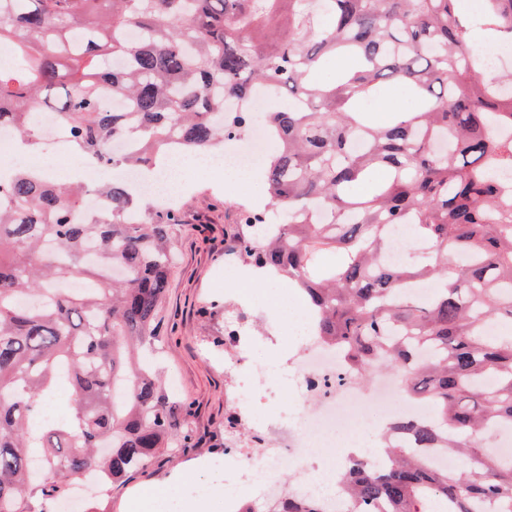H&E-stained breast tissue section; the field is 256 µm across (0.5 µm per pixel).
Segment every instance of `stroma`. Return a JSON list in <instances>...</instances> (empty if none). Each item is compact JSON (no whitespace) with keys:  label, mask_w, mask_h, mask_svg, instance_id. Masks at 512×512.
Wrapping results in <instances>:
<instances>
[{"label":"stroma","mask_w":512,"mask_h":512,"mask_svg":"<svg viewBox=\"0 0 512 512\" xmlns=\"http://www.w3.org/2000/svg\"><path fill=\"white\" fill-rule=\"evenodd\" d=\"M179 221L170 225L175 248L168 288L160 309L163 340L159 367L175 377L182 439L107 493L91 492L86 512H195L197 502L212 503L224 483L225 430L230 413L226 392L232 384L224 374L226 323L246 318L258 341L251 363H280L289 341L270 343L272 306L283 283L253 285L244 278L246 262H238V279L224 290L216 278L224 271V240L237 222L239 206L252 197L267 198L265 184L227 182L222 174L175 189Z\"/></svg>","instance_id":"35a3bbf8"}]
</instances>
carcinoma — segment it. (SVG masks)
Wrapping results in <instances>:
<instances>
[{"instance_id": "obj_1", "label": "carcinoma", "mask_w": 512, "mask_h": 512, "mask_svg": "<svg viewBox=\"0 0 512 512\" xmlns=\"http://www.w3.org/2000/svg\"><path fill=\"white\" fill-rule=\"evenodd\" d=\"M0 0V125L36 144L55 107L93 167L211 153L262 122L282 148L262 166L269 202L242 208L233 248L298 289L314 333L361 380L387 368L434 421L393 424L419 453L387 449L341 482L350 512H512V460L476 441L512 428V87L490 77L474 35L512 40V0ZM344 66L332 82L314 74ZM405 86L421 103L383 121L371 101ZM125 110H108L101 89ZM265 86L286 103L257 113ZM140 140L117 157L112 142ZM386 179L376 181L377 173ZM369 182L365 195L353 193ZM104 211L78 220L83 197ZM129 183L91 189L17 169L0 183V512H44L70 481L122 483L178 442L179 416L143 349L159 310L177 209L134 224ZM328 221L319 220V212ZM425 248L388 265L391 226ZM440 282L421 302L407 292ZM78 282L80 288L64 284ZM65 389L68 415L30 426ZM460 457L454 469L425 455ZM268 512H320L291 494Z\"/></svg>"}]
</instances>
